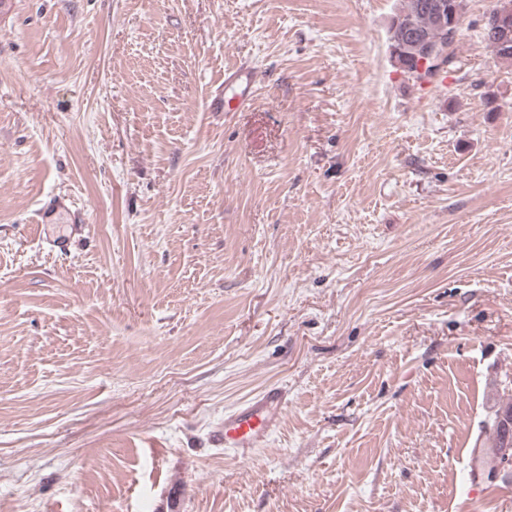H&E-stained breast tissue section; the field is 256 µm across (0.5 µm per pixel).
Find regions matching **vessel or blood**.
<instances>
[{"label":"vessel or blood","instance_id":"1","mask_svg":"<svg viewBox=\"0 0 512 512\" xmlns=\"http://www.w3.org/2000/svg\"><path fill=\"white\" fill-rule=\"evenodd\" d=\"M255 85L254 72L246 67L225 73V88L233 89L238 104H246ZM284 402L281 386L272 384L258 395L224 416V429L215 437L216 444L249 451L267 445L275 432Z\"/></svg>","mask_w":512,"mask_h":512}]
</instances>
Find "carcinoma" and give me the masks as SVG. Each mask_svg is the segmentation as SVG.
<instances>
[{
    "instance_id": "carcinoma-1",
    "label": "carcinoma",
    "mask_w": 512,
    "mask_h": 512,
    "mask_svg": "<svg viewBox=\"0 0 512 512\" xmlns=\"http://www.w3.org/2000/svg\"><path fill=\"white\" fill-rule=\"evenodd\" d=\"M465 10V0H406L405 7L393 18L390 33V48L394 63L411 78H416L417 44L445 38L442 24L455 23L460 26ZM483 38L492 47L496 56L512 60V45L504 46L503 35L491 24L483 27ZM477 443L481 448H500L503 434L496 425L479 434Z\"/></svg>"
}]
</instances>
